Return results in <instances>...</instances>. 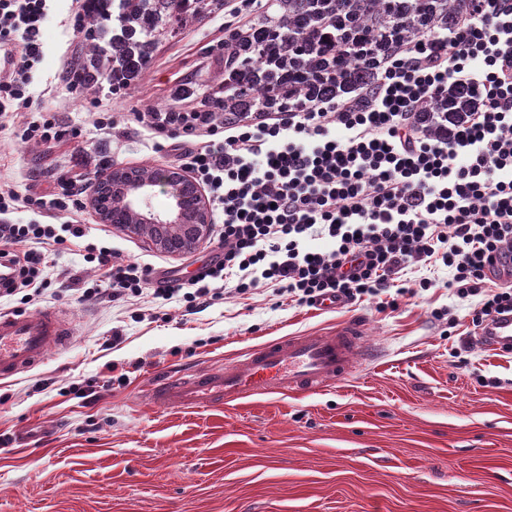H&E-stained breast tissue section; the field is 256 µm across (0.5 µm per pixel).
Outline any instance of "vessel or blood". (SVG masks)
Segmentation results:
<instances>
[{
  "mask_svg": "<svg viewBox=\"0 0 512 512\" xmlns=\"http://www.w3.org/2000/svg\"><path fill=\"white\" fill-rule=\"evenodd\" d=\"M72 334L64 313L0 315V379L25 372L54 348L67 346ZM364 328L347 320L336 329L285 336L253 347L230 364L205 370L167 372L155 379L148 401L156 409L199 410L232 406L257 394L316 392L335 386L368 354ZM485 347L498 351L512 344V316L481 331Z\"/></svg>",
  "mask_w": 512,
  "mask_h": 512,
  "instance_id": "1",
  "label": "vessel or blood"
}]
</instances>
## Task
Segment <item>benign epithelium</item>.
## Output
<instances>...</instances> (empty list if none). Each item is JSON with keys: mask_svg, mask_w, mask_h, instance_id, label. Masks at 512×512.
Returning <instances> with one entry per match:
<instances>
[{"mask_svg": "<svg viewBox=\"0 0 512 512\" xmlns=\"http://www.w3.org/2000/svg\"><path fill=\"white\" fill-rule=\"evenodd\" d=\"M168 181V204L156 210L151 205L154 188L159 184L154 173L133 176L114 168L101 179L90 204L99 220L110 224L112 196L118 194L122 198L123 227L168 252L188 253L209 236V202L192 179L174 172Z\"/></svg>", "mask_w": 512, "mask_h": 512, "instance_id": "7a95c632", "label": "benign epithelium"}]
</instances>
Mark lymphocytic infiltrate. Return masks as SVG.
<instances>
[{
	"mask_svg": "<svg viewBox=\"0 0 512 512\" xmlns=\"http://www.w3.org/2000/svg\"><path fill=\"white\" fill-rule=\"evenodd\" d=\"M49 0H0V127L25 142L80 137L57 113L31 114ZM223 81L179 82L166 107L134 113L167 140L182 170L224 215L214 255L189 279L149 278L137 262L85 243L113 299L220 298L235 280L298 303L378 297L412 265L442 263L459 297H478L475 326L512 313V0H224ZM82 187L59 176L50 194L0 183L1 289L32 301L40 245L83 238ZM68 215L63 228L53 220ZM333 247L316 252L309 239ZM27 244L17 252L16 244Z\"/></svg>",
	"mask_w": 512,
	"mask_h": 512,
	"instance_id": "f902f5d3",
	"label": "lymphocytic infiltrate"
}]
</instances>
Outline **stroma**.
I'll return each instance as SVG.
<instances>
[{
    "mask_svg": "<svg viewBox=\"0 0 512 512\" xmlns=\"http://www.w3.org/2000/svg\"><path fill=\"white\" fill-rule=\"evenodd\" d=\"M70 0H52L44 59L30 87L36 103L82 131L49 148L0 128V179L51 192L59 172L93 196L100 154L127 170L177 169L140 127L106 134L95 125L100 89L81 97L58 79L67 48L82 51ZM224 33V0L158 44L140 85L113 95L127 112L160 105L176 78H221L212 55ZM91 237L154 268H183L213 251L208 237L175 255L99 221ZM75 241L55 248L36 300L0 297V313L53 308L71 319L68 347L0 381V512H512V353L483 346L443 265L409 270L404 293L333 311L301 306L259 286L207 307L183 298L127 301L101 294ZM434 280L422 290L421 278ZM446 312L437 320L433 310ZM354 317L374 349L341 384L310 394H267L234 406L160 410L147 403L154 376L202 370L267 340L328 329Z\"/></svg>",
    "mask_w": 512,
    "mask_h": 512,
    "instance_id": "obj_1",
    "label": "stroma"
}]
</instances>
